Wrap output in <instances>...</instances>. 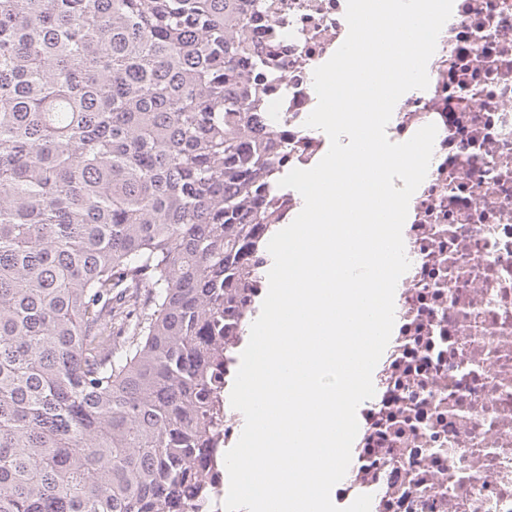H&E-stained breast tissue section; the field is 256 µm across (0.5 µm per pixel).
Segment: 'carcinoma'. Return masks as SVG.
Here are the masks:
<instances>
[{
    "mask_svg": "<svg viewBox=\"0 0 512 512\" xmlns=\"http://www.w3.org/2000/svg\"><path fill=\"white\" fill-rule=\"evenodd\" d=\"M281 11L0 0V512H176L194 485L284 193L251 37Z\"/></svg>",
    "mask_w": 512,
    "mask_h": 512,
    "instance_id": "1",
    "label": "carcinoma"
}]
</instances>
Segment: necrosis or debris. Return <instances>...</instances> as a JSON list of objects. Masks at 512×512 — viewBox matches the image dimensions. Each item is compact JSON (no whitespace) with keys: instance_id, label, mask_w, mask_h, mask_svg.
<instances>
[{"instance_id":"1","label":"necrosis or debris","mask_w":512,"mask_h":512,"mask_svg":"<svg viewBox=\"0 0 512 512\" xmlns=\"http://www.w3.org/2000/svg\"><path fill=\"white\" fill-rule=\"evenodd\" d=\"M287 29L273 65L268 109L289 168L327 153L313 71L344 42L347 0H284ZM429 87L397 102L390 141L426 124L438 132L428 174L403 227L411 263L395 296V329L373 375L354 442L353 485L372 512H512V0H454L428 62ZM224 432L197 460L209 512H223Z\"/></svg>"}]
</instances>
